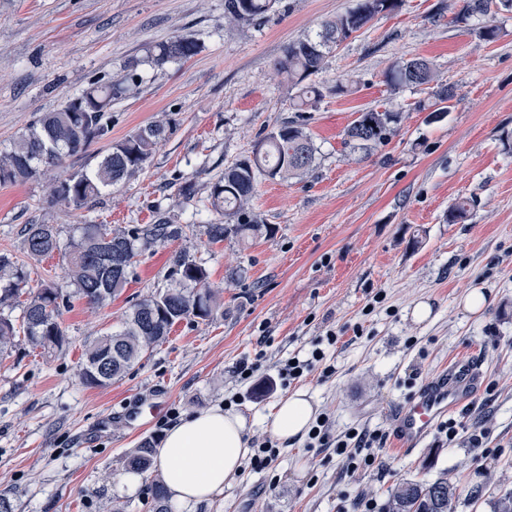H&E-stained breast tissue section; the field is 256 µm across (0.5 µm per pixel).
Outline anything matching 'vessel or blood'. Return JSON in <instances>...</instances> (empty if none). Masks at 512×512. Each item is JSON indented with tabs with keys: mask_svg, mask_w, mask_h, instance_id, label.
<instances>
[{
	"mask_svg": "<svg viewBox=\"0 0 512 512\" xmlns=\"http://www.w3.org/2000/svg\"><path fill=\"white\" fill-rule=\"evenodd\" d=\"M482 386L478 365L464 360L420 388L404 405L394 429L405 447H416L432 431L437 421L471 399Z\"/></svg>",
	"mask_w": 512,
	"mask_h": 512,
	"instance_id": "obj_1",
	"label": "vessel or blood"
}]
</instances>
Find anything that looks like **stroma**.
I'll return each mask as SVG.
<instances>
[{
    "instance_id": "35a3bbf8",
    "label": "stroma",
    "mask_w": 512,
    "mask_h": 512,
    "mask_svg": "<svg viewBox=\"0 0 512 512\" xmlns=\"http://www.w3.org/2000/svg\"><path fill=\"white\" fill-rule=\"evenodd\" d=\"M356 3L276 0L265 18L235 26L224 0H0V150L90 83L133 67L142 81L113 102L112 131L94 151L106 154L156 122L171 130L141 170L80 210L52 203L49 193L57 175L89 169L81 154L60 171L0 185V254L27 271L33 290L63 282L65 261L58 252L30 255L27 225H54L63 242L81 224L126 232L165 215L184 227L179 240L142 249L107 304L62 306V349L32 348L20 334L0 359V492L15 512H150L147 485L158 474L127 488L126 453L143 439L161 441L159 426L173 415L234 396L250 439L268 437L267 416L293 390L280 381L281 364L306 357L332 332L338 341L325 353L335 374H309L297 387L328 414L333 433L362 425L386 432L378 463L349 474L334 449L282 442L269 469H243L223 496L180 512H348L357 496L382 506L395 485L443 474L460 491L456 512H494L512 492V13L496 16L494 42L480 37L481 20L463 16V0H402L374 17L312 78L323 92L304 114L314 169L256 187L252 212L267 232L216 244L205 234L217 217L211 186L295 114L297 90L275 67L284 47ZM176 35L193 37L198 53L148 64L153 46ZM417 57L453 96L440 120L429 118L434 85L394 91L384 81ZM342 78L350 90L339 96ZM371 108L394 109L402 120L370 154H349L343 131ZM462 198L471 202L466 218L449 223ZM181 251L206 269L223 316L180 321L121 378L87 387L86 345L119 330L138 300L173 287ZM474 290L487 298L477 314L463 305ZM421 303L431 310L422 321L414 316ZM254 357L258 372L240 381L237 364ZM464 358L494 389L451 412L454 441L432 433L402 450L396 414ZM482 427L496 457L490 477L469 443Z\"/></svg>"
}]
</instances>
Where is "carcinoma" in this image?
<instances>
[{
  "instance_id": "1",
  "label": "carcinoma",
  "mask_w": 512,
  "mask_h": 512,
  "mask_svg": "<svg viewBox=\"0 0 512 512\" xmlns=\"http://www.w3.org/2000/svg\"><path fill=\"white\" fill-rule=\"evenodd\" d=\"M275 0H224V18L235 23L262 19ZM503 0H463V14L492 18ZM398 7V0H358L355 8L322 24L313 37L288 44L277 69L285 73L292 86L299 89V106L309 105L322 97L319 87L306 80L322 69L325 59L352 34L364 28L375 16ZM198 44L189 36H178L155 46L149 62L162 67L170 62L187 60L197 53ZM393 89L428 85L433 80L430 63L416 58L395 65L385 76ZM137 82L130 71L108 84L92 83L79 97L57 112H50L31 126L14 143L0 152V184L16 183L37 177L48 169L60 168L72 155L85 153L90 146L107 136L111 127L108 109ZM401 120V113L390 109H370L347 127L344 144L351 151H368L386 143ZM162 123L138 129L127 138L112 144L88 173L59 177L50 185L52 198L67 207L82 209L96 200L102 190L122 182L150 158L156 146L166 138ZM316 152L305 124L288 120L261 138L251 155L224 170V176L210 191L212 209L224 220L206 225L212 242L229 237L244 239L256 235L262 225L248 211L257 178L286 179L309 172ZM183 227L165 216L155 223L127 232H109L102 224H82L66 248H61L52 224H30L25 245L33 256L62 252L66 261V283L74 293L92 305L102 306L128 283L136 242L145 244L174 241L182 236ZM171 276L177 286L163 293L148 295L133 305L122 327L94 339L85 349L81 378L90 387H103L121 377L126 370L162 343L174 324L187 318L210 321L218 314L216 292L207 283L208 274L194 258L181 253L174 260ZM26 287L21 267L0 255V355L11 349L17 328H22L32 346L50 350L66 343L60 322L61 305L67 294L51 281L41 284L25 303L22 324L15 326L3 311L10 308ZM155 442L144 439L125 460L128 470L145 474L153 465ZM154 512H175L164 485L154 481L148 487ZM456 488L442 474L433 481H407L397 485L385 505V512H454Z\"/></svg>"
}]
</instances>
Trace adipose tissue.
I'll return each mask as SVG.
<instances>
[{
    "label": "adipose tissue",
    "mask_w": 512,
    "mask_h": 512,
    "mask_svg": "<svg viewBox=\"0 0 512 512\" xmlns=\"http://www.w3.org/2000/svg\"><path fill=\"white\" fill-rule=\"evenodd\" d=\"M315 412L308 392L296 390L277 404L268 429L281 441H295L308 431ZM247 429L243 415L220 407L186 415L172 424L156 459L171 502L191 505L222 495L251 452Z\"/></svg>",
    "instance_id": "1"
}]
</instances>
